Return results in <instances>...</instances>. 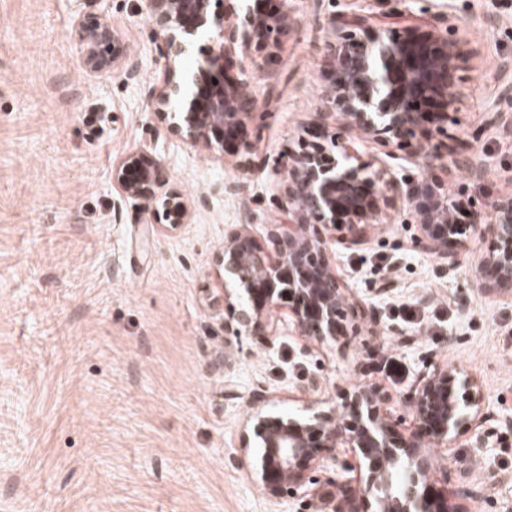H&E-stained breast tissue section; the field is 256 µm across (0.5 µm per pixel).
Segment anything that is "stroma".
<instances>
[{"instance_id":"obj_1","label":"stroma","mask_w":512,"mask_h":512,"mask_svg":"<svg viewBox=\"0 0 512 512\" xmlns=\"http://www.w3.org/2000/svg\"><path fill=\"white\" fill-rule=\"evenodd\" d=\"M288 13L270 64L247 68L258 113L246 122L254 163L242 170L156 117L163 61L143 0H0V512H344L353 453L337 449L314 483L274 498L250 468L258 445L242 442L250 414L329 412L352 386L374 384L407 436L410 396L435 363L461 369L483 399V444L467 434L432 449L453 482L479 493L461 512H512V299L470 276L488 239L468 238L450 272L411 248L418 227L403 201L382 207L367 244L332 259L369 312L360 335L333 343L301 336L284 305L271 313L272 343L236 340L213 265L230 225L259 238L287 223L288 179L273 160L314 139L340 14L382 13L387 29L456 42L448 132L430 130L425 148L467 147L486 174L450 176L354 136L333 155L369 162L399 188L432 175L465 198L512 190V129L491 121L512 114L501 98L512 0H288ZM101 18L123 58L91 72L71 33ZM137 152L159 161L165 191L185 205L179 230L152 224L153 200L121 199L112 170ZM391 354L408 368L395 384L379 372Z\"/></svg>"}]
</instances>
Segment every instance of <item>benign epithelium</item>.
Here are the masks:
<instances>
[{
  "mask_svg": "<svg viewBox=\"0 0 512 512\" xmlns=\"http://www.w3.org/2000/svg\"><path fill=\"white\" fill-rule=\"evenodd\" d=\"M281 4L285 9L279 12L238 19L228 10L216 13L212 0H146L154 41L165 60L155 98L157 116L165 121L174 112L173 133L210 147L222 148L232 139L239 158L249 159L253 143L241 129L256 106L240 91L241 80L230 77L227 63L240 45L270 58L266 50L288 20V0ZM337 29L330 59L334 111L316 113L317 128L334 119V140L356 132L385 147L395 144L434 166L439 156L426 152L416 130L427 121L446 132L455 42L415 27L390 36L378 20L361 14L341 18ZM199 36L211 42L205 63L183 78L178 75L182 60ZM72 37L92 72L112 69L122 57L119 37L106 21L81 22ZM451 165L475 179L486 172L485 162L472 152L455 156ZM285 169L288 212L295 220L268 225L262 240L251 235L248 225H235L224 231V251L215 262L242 294L238 305L229 306L234 335H272L266 314L286 303L299 332L322 343L336 339L345 326L358 331V304L333 271L332 257L340 247L364 243L365 226L384 196L381 176L367 164L335 159L319 141L288 157ZM112 180L124 198L158 200L153 218L167 230L183 224L185 208L174 194L162 191L166 180L155 158L127 156L113 168ZM404 199L419 226L415 248L450 271L468 237L489 236L491 247L475 265L472 285L512 298V192L484 203L464 202L448 192L447 183L425 176L406 184ZM487 212L492 213L490 224ZM331 227L347 235L330 239L326 230ZM384 400L379 388L367 385L351 389L337 415L299 419L257 412L250 429L261 448L258 481L269 495L284 498L320 459L347 448L359 456L364 473L361 493L346 489V501L370 500L366 512H456L455 501L473 492L450 483L446 469L435 474L437 463L422 448V439L447 446L458 436L477 434L482 420L478 388L456 367L435 366L422 374L411 399L415 430L404 440L395 436L398 422L382 410Z\"/></svg>",
  "mask_w": 512,
  "mask_h": 512,
  "instance_id": "obj_1",
  "label": "benign epithelium"
}]
</instances>
